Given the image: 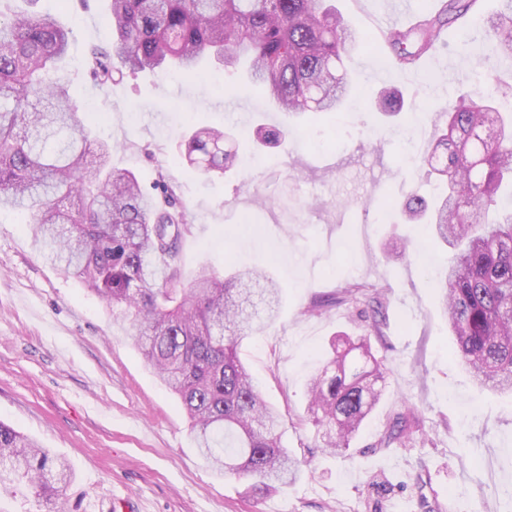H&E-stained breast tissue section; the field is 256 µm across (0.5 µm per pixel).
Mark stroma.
<instances>
[{
    "instance_id": "1",
    "label": "stroma",
    "mask_w": 512,
    "mask_h": 512,
    "mask_svg": "<svg viewBox=\"0 0 512 512\" xmlns=\"http://www.w3.org/2000/svg\"><path fill=\"white\" fill-rule=\"evenodd\" d=\"M35 11L71 26L69 79L87 124L113 143L112 164L134 171L144 188L157 172L180 187L190 225L181 246L183 279L201 267L224 273L261 268L283 289V307L263 334L245 339L241 358L263 397L285 419L284 442L309 459L302 476L276 491L253 493L247 481L215 476L199 456L179 400L148 367L131 321L37 250L26 216L0 211V422L64 458L74 472L71 512H453L457 492L470 512H505L512 486V397L475 387L453 363V338L436 278L449 250L401 211L406 195H429L432 180L405 151L421 150L460 91L487 86L472 67L512 78V59L494 56L485 31L443 34L444 49L405 78L358 49L345 65L359 85L354 104L305 118L287 142L239 145L238 166L221 177L174 165L189 124L276 125L284 116L239 87L158 71L96 83L85 59L112 27L103 0H37ZM414 94L409 135L396 119L366 112L378 91ZM337 132L340 142L325 139ZM415 243L409 255L401 243ZM348 282L386 293L383 337L373 351L388 368L386 393L347 455L322 451L303 421L306 383L331 338L365 334L354 305L307 316L312 298ZM420 410L421 434L404 447H376L406 404Z\"/></svg>"
}]
</instances>
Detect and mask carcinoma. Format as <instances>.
I'll use <instances>...</instances> for the list:
<instances>
[{
    "label": "carcinoma",
    "instance_id": "carcinoma-1",
    "mask_svg": "<svg viewBox=\"0 0 512 512\" xmlns=\"http://www.w3.org/2000/svg\"><path fill=\"white\" fill-rule=\"evenodd\" d=\"M0 11V210L25 213L40 252L82 280L132 320L147 365L181 402L200 456L216 475L249 479L269 491L286 486L302 461L283 445L279 410L267 402L240 343L273 323L282 288L257 270L226 275L204 267L185 283L179 245L189 224L173 186L163 198L143 190L131 171L112 168V146L92 137L71 83L56 76L70 31L23 0ZM479 0H427L413 27H393L371 40L328 0H108L114 39L88 51L92 74L105 84L126 72H178L203 78L202 65L226 72L247 64L243 88H257L290 119L341 111L355 90L343 60L364 44L410 68L437 49L448 24L465 21ZM487 20L493 51L512 58V0ZM512 87L490 86L488 102L462 95L431 146L412 165L437 178L439 200L410 195L403 213L427 220L451 249L439 282L454 358L480 388L512 394ZM371 107L401 114L403 99L382 90ZM288 125L255 127L265 146L288 138ZM182 160L222 175L235 161V134L189 127ZM383 292L346 284L313 299L303 314L374 302L371 331L385 323ZM331 342L329 358L307 382V417L324 448L345 454L385 390V367L370 337ZM419 410L396 414L376 441L388 448L414 438ZM69 465L0 422V494L24 485L39 512H65Z\"/></svg>",
    "mask_w": 512,
    "mask_h": 512
}]
</instances>
